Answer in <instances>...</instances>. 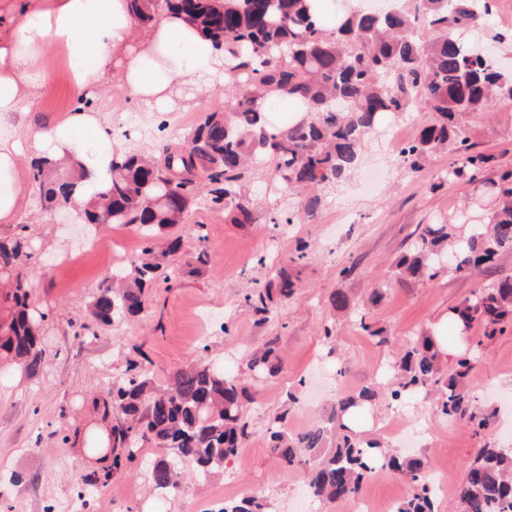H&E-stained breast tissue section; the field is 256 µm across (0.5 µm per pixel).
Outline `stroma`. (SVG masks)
I'll use <instances>...</instances> for the list:
<instances>
[{
  "label": "stroma",
  "instance_id": "obj_1",
  "mask_svg": "<svg viewBox=\"0 0 512 512\" xmlns=\"http://www.w3.org/2000/svg\"><path fill=\"white\" fill-rule=\"evenodd\" d=\"M512 28V0H495L483 29L492 61L512 67V41H493L494 31ZM54 74L27 121L38 129L70 110L74 97L67 88L66 64L49 60ZM235 91L227 83L182 88L167 111L158 112L126 88L112 86L96 101L115 122L112 134L119 150L139 149L160 154L172 143L157 126L166 123L188 135L203 112L214 107L232 111ZM428 114L418 105L384 122L368 139L358 167L350 176L322 192L316 216L292 224H269L271 212L295 213L298 197L274 186L270 168L255 169L246 186L255 200L254 220L233 224L223 210L198 197L187 225L176 227L184 258L197 261L195 272H182L159 282L139 317L97 328L94 337L79 336L80 325L92 324V302L112 275L115 257L142 255V239L134 226H92L71 220L67 209H45L32 201L21 224H0V236L26 230L33 256L23 280L34 313L45 314L42 362L36 374H24L13 385L12 374L0 361V512H196L227 499L253 496L268 512H290L307 480L309 463L284 466L269 450L266 429L286 415L289 432L316 423L333 402V395L305 402L312 367H321L322 381L342 373L347 391L378 383L382 391L371 403L363 437L397 445L386 427L398 420L418 433L417 454L432 469L446 473L452 504L467 465L479 448L512 447V328L488 337L481 326L468 336L480 341L470 389L477 413L488 424L451 422L436 411L433 395L397 404L383 388L394 377L387 368L418 334L427 331L448 308L491 280L512 275V251L472 275L441 274L431 281L400 275L397 259L416 239L421 225L465 213L487 220L497 206L494 181L512 170V105L492 114L471 115L465 132L476 151L493 155L492 167L468 184L440 183L439 175L454 156L452 148L430 153L422 169L410 172L397 164L387 137L392 127L403 135H418ZM205 227L208 239L198 243L193 225ZM307 256L295 261L297 246ZM287 268L296 284L293 295L272 294L267 303L245 301L252 290H264L276 270ZM382 300L368 311L373 328L387 336L377 344L353 322V311L373 289ZM350 308L338 310L335 294ZM332 339H325V329ZM273 343L283 369L273 378L252 376L247 356ZM224 372L246 378L245 419L251 435L240 456L206 477L186 476L171 495L152 488L146 469L158 456L143 443L136 462L122 466L109 481L101 470L80 465L70 449L75 434L85 432L93 415L103 414L119 425L112 407V380L121 379L129 364L148 368L153 383H168L185 368L199 347ZM300 398L289 405L288 392Z\"/></svg>",
  "mask_w": 512,
  "mask_h": 512
}]
</instances>
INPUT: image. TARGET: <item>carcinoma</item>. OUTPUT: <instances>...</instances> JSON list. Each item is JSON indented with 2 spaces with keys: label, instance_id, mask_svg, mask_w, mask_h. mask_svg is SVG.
<instances>
[{
  "label": "carcinoma",
  "instance_id": "cac0c4a2",
  "mask_svg": "<svg viewBox=\"0 0 512 512\" xmlns=\"http://www.w3.org/2000/svg\"><path fill=\"white\" fill-rule=\"evenodd\" d=\"M480 0H413V7L357 9L337 17L329 27L312 12L311 0H130L131 11L146 29L168 12H180L224 43L236 64L230 78L240 81L236 108L217 107L205 113L183 144L166 145L161 155L131 150L112 161V181L90 202L88 224L135 225L153 255L163 230L184 224L196 193L210 187V203L221 207L235 224L252 221V205L240 184L242 170L271 162L278 183L292 190L322 188L355 169L361 147L384 120L413 103L432 114L418 137L400 152L401 165L416 172L429 153L455 143L456 156L444 179L471 182L492 162L475 152L463 135V116L512 103V73L496 69L474 53L469 33L491 15ZM434 37L424 43L419 27ZM293 111L313 118L277 127L273 114L282 95ZM40 200L67 205L76 183L53 174V163L42 160L32 168ZM498 205L487 223L472 224L465 240L448 249L455 223L425 224L411 252L397 267L414 279H435L448 272L467 276L512 250V171L499 177ZM180 250V238L160 252V261H133L116 271L92 303L96 323L110 326L144 311L145 290L155 281L161 262ZM31 258L26 237L16 233L0 239V281L10 286L7 300L15 312L0 325V349L7 358L34 372L41 362L40 320L29 314L28 293L17 269ZM280 295L293 294L288 270H277ZM449 311L467 327L479 323L492 336L512 324V275L494 280ZM481 341L468 345L454 368L444 371L440 354L428 336L408 349L395 366L396 382L389 397L396 403L429 387L438 395L440 413L453 420L486 425L476 419L466 391L472 360ZM248 369L256 376L280 371L274 349L249 355ZM112 405L125 416L112 430V465L133 461L143 441L173 451L156 459L148 470L152 487L172 494L179 489L182 464L203 473L233 461L250 436L244 421L247 387L224 375L198 356L178 371L163 389L150 386L145 370L130 366L112 383ZM376 391L366 386L336 399L325 418L297 434H288L283 418L267 428L269 445L286 465L311 462L307 485L324 505L359 494L365 478L389 469L409 484L396 512H437L428 482V463L416 455H394L376 440L358 437L343 421L344 413L372 402ZM336 446L326 447L329 439ZM253 497L227 500L219 512H258ZM457 512H512V448H482L467 467L457 495Z\"/></svg>",
  "mask_w": 512,
  "mask_h": 512
}]
</instances>
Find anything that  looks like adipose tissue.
Masks as SVG:
<instances>
[{
  "label": "adipose tissue",
  "instance_id": "ef3b65f1",
  "mask_svg": "<svg viewBox=\"0 0 512 512\" xmlns=\"http://www.w3.org/2000/svg\"><path fill=\"white\" fill-rule=\"evenodd\" d=\"M60 52L77 102L36 130L26 116L52 80L48 58ZM224 65L223 49L181 16L164 15L140 34L129 0H0V128L9 130L0 135V224L19 223L30 205L23 160L48 156L72 169L78 219L110 182L112 120L92 104L105 86L120 84L164 111L175 83L224 81Z\"/></svg>",
  "mask_w": 512,
  "mask_h": 512
}]
</instances>
